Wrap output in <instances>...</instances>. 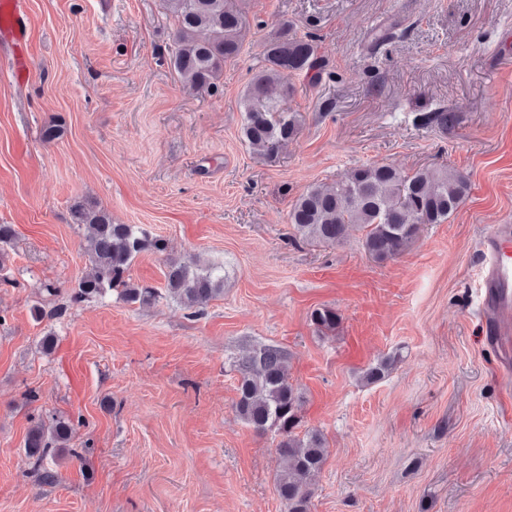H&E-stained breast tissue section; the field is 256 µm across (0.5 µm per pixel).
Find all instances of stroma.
<instances>
[{
	"label": "stroma",
	"instance_id": "35a3bbf8",
	"mask_svg": "<svg viewBox=\"0 0 512 512\" xmlns=\"http://www.w3.org/2000/svg\"><path fill=\"white\" fill-rule=\"evenodd\" d=\"M231 2L249 30L211 89L171 68L164 0H112L108 16L100 0H23L20 84L0 43V224L17 233L0 282V512H285L278 439L235 410L233 362L259 345L286 353L300 429L325 441L311 512H512V400L478 313L479 241L512 222V0ZM282 20L323 71L296 78L300 132L271 161L242 140L241 95ZM391 24L401 38L371 53ZM439 107L453 127L413 124ZM392 162L467 173L464 202L385 262L357 231L296 237L288 210L309 187ZM84 201L165 240L133 280L163 287L168 260L198 258L223 265V293L199 316L110 295L35 321L85 270ZM324 306L340 316L328 335L310 320ZM39 415L74 424L50 484L24 448Z\"/></svg>",
	"mask_w": 512,
	"mask_h": 512
}]
</instances>
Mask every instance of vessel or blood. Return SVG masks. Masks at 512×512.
<instances>
[{
	"label": "vessel or blood",
	"mask_w": 512,
	"mask_h": 512,
	"mask_svg": "<svg viewBox=\"0 0 512 512\" xmlns=\"http://www.w3.org/2000/svg\"><path fill=\"white\" fill-rule=\"evenodd\" d=\"M27 16L20 0H0V40L25 45ZM487 258L482 272V333L499 354L505 383H512V224H494L480 240Z\"/></svg>",
	"instance_id": "b4317fda"
}]
</instances>
